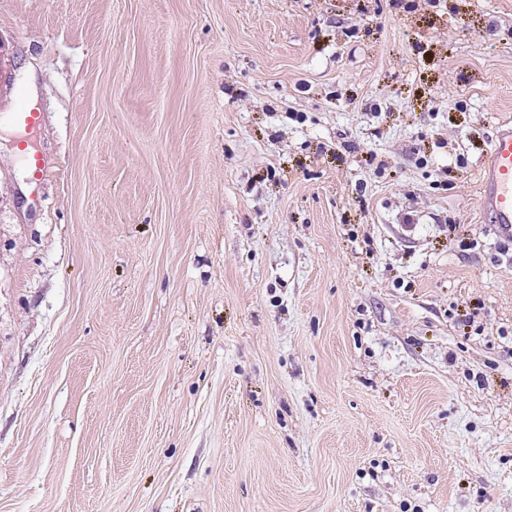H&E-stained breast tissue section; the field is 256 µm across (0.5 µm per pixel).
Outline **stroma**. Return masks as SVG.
I'll list each match as a JSON object with an SVG mask.
<instances>
[{"instance_id":"obj_1","label":"stroma","mask_w":512,"mask_h":512,"mask_svg":"<svg viewBox=\"0 0 512 512\" xmlns=\"http://www.w3.org/2000/svg\"><path fill=\"white\" fill-rule=\"evenodd\" d=\"M505 121L512 0H0V512H512ZM480 210L490 215L494 232L512 242V123H502L477 170Z\"/></svg>"}]
</instances>
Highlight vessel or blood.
Wrapping results in <instances>:
<instances>
[{
  "mask_svg": "<svg viewBox=\"0 0 512 512\" xmlns=\"http://www.w3.org/2000/svg\"><path fill=\"white\" fill-rule=\"evenodd\" d=\"M477 199L498 238L512 242V123L501 124L477 170Z\"/></svg>",
  "mask_w": 512,
  "mask_h": 512,
  "instance_id": "vessel-or-blood-1",
  "label": "vessel or blood"
}]
</instances>
